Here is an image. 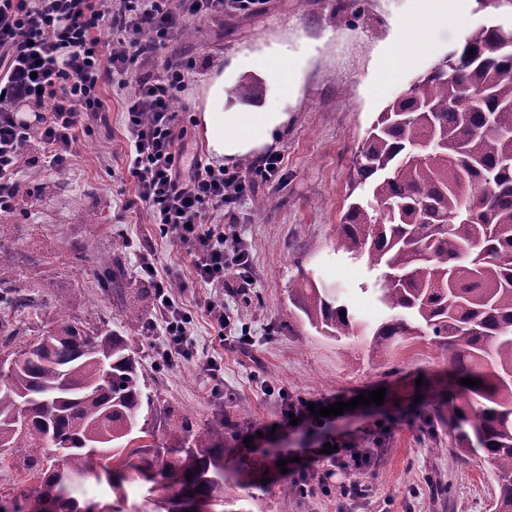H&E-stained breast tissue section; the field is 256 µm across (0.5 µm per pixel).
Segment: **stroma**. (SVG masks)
Wrapping results in <instances>:
<instances>
[{
	"instance_id": "obj_1",
	"label": "stroma",
	"mask_w": 512,
	"mask_h": 512,
	"mask_svg": "<svg viewBox=\"0 0 512 512\" xmlns=\"http://www.w3.org/2000/svg\"><path fill=\"white\" fill-rule=\"evenodd\" d=\"M415 0H267L262 13L246 16L225 11L176 29L154 55L140 61L137 73L154 78L167 61L190 57L196 71L176 105L184 133L180 141L186 162L213 156L199 130L208 87L223 78L225 110L239 104L234 88L243 80L260 83L259 105L288 115L275 137L273 151L282 157L280 179L261 182L255 166L263 151L226 160L237 168L251 191L224 221L236 225L245 241L252 283L234 275L223 288L200 282L185 247L149 222L132 180L124 178L128 144L124 109L127 91L104 82L109 105L105 120L80 135L70 166L48 173L26 166L17 179L24 195L18 206L0 212V241L8 244L13 263L0 271L32 304L20 324L32 339L72 322L92 331L116 329L135 348L146 384L157 405L151 414L159 428L186 420L200 430L224 427V459L257 484L251 512H493L498 487L479 456L457 455L448 408L465 397L450 384L448 364L437 348L407 341L387 358L372 356L359 339L336 341L292 317L289 291L303 279L337 289L363 322L376 325L390 315L375 298V275L365 261L336 248V234L350 193V160L384 107L404 93L412 79L457 48L467 29L487 22L472 4L463 24L429 31L421 49L414 31L398 36L396 26L412 17ZM409 53L411 64L396 79L381 84L380 71L395 49ZM286 57L295 64V89L285 93L260 72L246 69L251 55ZM127 244L119 260L125 286L109 292L98 287L94 272L100 255L113 240ZM150 243L159 271L172 272L174 294L194 316L191 337L195 356L174 366L158 363L164 348L161 331L146 333L122 316L127 304H138L152 318L149 283L139 276L138 254ZM223 302L238 312L252 345L248 352L223 346L207 313L208 301ZM222 360L224 395H210L212 382L202 369L207 358ZM276 385L299 398H355L384 389L383 405L353 409L335 428L357 434L374 419L390 421L388 435L369 440L374 467L362 474L366 502L341 507L336 496L317 495L307 502L281 500V483L294 473L270 470L268 457L304 456V431L278 432L241 444L248 429L271 426L280 415ZM448 485L447 499L434 497L432 485Z\"/></svg>"
}]
</instances>
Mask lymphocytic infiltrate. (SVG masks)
<instances>
[{"instance_id":"1","label":"lymphocytic infiltrate","mask_w":512,"mask_h":512,"mask_svg":"<svg viewBox=\"0 0 512 512\" xmlns=\"http://www.w3.org/2000/svg\"><path fill=\"white\" fill-rule=\"evenodd\" d=\"M266 0H0V211L12 209L21 192L17 174L23 165L59 172L67 168L79 132L102 118L104 78L117 87L134 79L143 48L165 45L176 28L230 9L260 13ZM110 21L114 46L104 51L93 32ZM193 60L170 61L161 78H142L128 98L125 127L130 151L127 175L152 223L185 247L200 280L214 288L228 274L250 281L249 253L232 227L223 225L226 206L246 191L239 171L194 164L184 169L176 147L174 104L184 91ZM35 110L20 118L21 106ZM140 276L153 290L167 346L160 353L174 365L192 355V317L176 300L171 275L158 274L149 249H142ZM281 417L277 429L315 432L311 460H326L349 472L371 465L372 452L332 432L333 417L317 418L308 401L278 389ZM334 452L324 453L325 444Z\"/></svg>"}]
</instances>
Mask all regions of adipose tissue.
Masks as SVG:
<instances>
[{
    "label": "adipose tissue",
    "mask_w": 512,
    "mask_h": 512,
    "mask_svg": "<svg viewBox=\"0 0 512 512\" xmlns=\"http://www.w3.org/2000/svg\"><path fill=\"white\" fill-rule=\"evenodd\" d=\"M287 121V113L264 107L225 111L224 81L219 78L213 82L209 102L200 116V132L214 157L234 158L273 144Z\"/></svg>",
    "instance_id": "adipose-tissue-1"
}]
</instances>
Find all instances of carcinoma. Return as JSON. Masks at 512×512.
<instances>
[{
    "mask_svg": "<svg viewBox=\"0 0 512 512\" xmlns=\"http://www.w3.org/2000/svg\"><path fill=\"white\" fill-rule=\"evenodd\" d=\"M493 25L471 28L462 45L391 101L354 153L351 190L364 196L340 218L337 249L379 271L377 300L395 312L377 327L357 321L332 288L307 283L292 304L317 331L339 338L372 333L382 357L406 336L437 344L467 395L448 425L460 449L480 448L512 512V47ZM262 92L243 81L233 94ZM112 242L97 268L100 287L120 284ZM15 322L0 319V448L24 457L37 483L11 503L56 492L57 512H93L73 481L106 478L111 512H124L130 475L165 494L154 512H182L192 490L220 512H249L250 485L224 465V429L187 422L156 441L143 408L147 392L136 350L116 330L66 323L17 345Z\"/></svg>",
    "mask_w": 512,
    "mask_h": 512,
    "instance_id": "cac0c4a2",
    "label": "carcinoma"
}]
</instances>
